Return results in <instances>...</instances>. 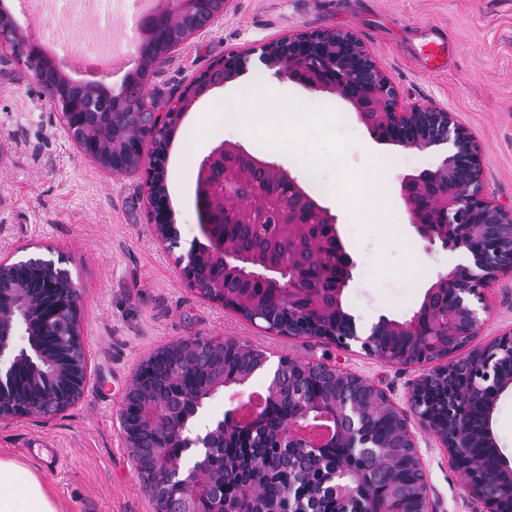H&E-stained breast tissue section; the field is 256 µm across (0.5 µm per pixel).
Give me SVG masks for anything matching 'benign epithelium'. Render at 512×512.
Wrapping results in <instances>:
<instances>
[{
    "label": "benign epithelium",
    "mask_w": 512,
    "mask_h": 512,
    "mask_svg": "<svg viewBox=\"0 0 512 512\" xmlns=\"http://www.w3.org/2000/svg\"><path fill=\"white\" fill-rule=\"evenodd\" d=\"M165 6L142 17L144 37L138 52L144 56L149 47L161 45L163 55L157 64L166 62L189 39L204 33L216 19L208 8L213 0H163ZM0 47L24 64H33L41 80L65 78L63 63L45 55L40 42L27 34L0 32ZM251 51L231 53L199 74L178 98L172 112H151L142 98L131 100L127 92L111 94L105 89L97 93L82 89L83 83L70 80L69 93L54 98L60 112L64 137L84 156L100 168L113 174H139L143 177L156 236L163 242H173L175 227L168 218L167 194L158 188L166 176V156L169 135L178 127L192 101L233 80L244 68ZM260 60L275 70V76L287 79L311 92L331 93L346 101L354 110L371 138L380 144H392L406 150H424L448 145V156L434 169L415 170L402 176L399 197L409 224L423 240H440L451 250L465 248L473 265L457 264L447 274L439 276L427 290L423 302L426 320L432 336H448L463 350L482 334L485 320L480 313H489V294L503 274H512V205L506 206L484 192V167L481 148L472 134L460 125L453 113L435 106L407 105L399 89L368 53L364 43L352 31L319 29L299 31L272 40L261 48ZM251 201L244 209L241 202ZM194 206L204 241L193 245L187 261L181 267L185 280L194 288L200 281L195 276L199 264H215L206 280V297L227 303L224 298V278L241 282H258L273 291L274 296L288 303V332L294 339H320L340 348L358 344L370 354L393 365L428 364L430 368L411 382L407 391V407L394 405L386 392L361 378V390H346L336 396L326 409L320 399L306 400L289 387L288 396L296 403V412L289 415L288 429L283 439L292 448L312 452L327 448L334 434L314 441L299 433L296 427L316 414L336 421V431L346 437L348 447L365 459L378 457V444L366 433L367 417L379 414L392 418L396 428L394 448L417 451L418 436L412 428L417 424L431 433L442 448L448 462L464 476V491L472 512H512V493L494 492L499 480L489 475L480 460L470 452L468 429L450 430L458 420L460 397L452 388L437 402L432 388L448 382L454 365L449 360L453 352L432 343L428 355L413 359L408 354L382 352L374 348V338L380 328L419 335L421 314L403 322L381 318L370 333H357L354 320L344 311L342 296L353 279L356 262L347 251L337 228V217L289 171L273 159L256 154L239 143L219 141L213 145L198 165L194 190ZM275 207L280 223L288 225V240L292 247L288 257L270 263L255 247L240 245L228 249L224 244V225L251 224L261 227L264 214ZM329 225L331 240L311 236L309 225ZM315 244L331 250L338 258V274L334 288L324 296L313 288L322 276L303 264V255ZM40 273L41 303L34 306L30 294L17 288L12 272L19 265L12 254H0V420H13L32 415L30 407L16 402L13 384L17 377L14 355L15 338L27 340L38 350L37 337L64 334L68 340L64 349L83 350L80 309L77 289L69 273L51 259H35ZM452 291L451 304L435 302L439 289ZM334 312L345 318L346 329L340 334L324 323V312ZM178 353L174 342L147 357L150 361L172 360ZM470 369V385L486 397V420L481 428L483 444L497 447L492 421L498 397L512 390V376L503 368L512 364V330L471 349L466 355ZM74 371L62 370L55 381L59 412L75 405L84 395L88 382L86 355L74 360ZM249 377L224 380L219 375L206 389L188 395L176 388L153 405L127 413L131 397L124 391L121 397L119 423L124 447H139L142 434L153 436V448L145 457L133 458L134 467L142 478L153 476L147 491L160 505L167 507L170 487L178 482L183 498L179 512H193L201 500L212 503L211 512H224V496L212 483L201 481L203 464L198 462L183 470L179 466L182 453L170 454L169 425L179 420L182 428L196 417L204 400L224 391L235 389L233 398L246 396ZM183 448H212L224 443V420L216 421L204 434L191 438L180 436ZM370 480V471L360 470L349 475L336 471V495L346 504L359 506V512H398L396 496L369 495L363 485ZM418 512H439L438 501L421 474L418 490Z\"/></svg>",
    "instance_id": "obj_1"
}]
</instances>
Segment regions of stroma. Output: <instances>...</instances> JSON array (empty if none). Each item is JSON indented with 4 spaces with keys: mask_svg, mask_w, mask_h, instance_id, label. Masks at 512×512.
Instances as JSON below:
<instances>
[{
    "mask_svg": "<svg viewBox=\"0 0 512 512\" xmlns=\"http://www.w3.org/2000/svg\"><path fill=\"white\" fill-rule=\"evenodd\" d=\"M0 12L43 47L52 46L58 0H42L36 11L30 0H0ZM124 12L114 0H101L98 13L69 21L72 43L127 41ZM324 28L355 32L407 102L453 112L483 149L485 192L512 202V0H227L209 31L188 41L141 93L150 105L177 98L228 53ZM439 35L448 53L439 60L440 71L430 73L420 52ZM127 43L136 49V42ZM245 81L271 85L284 102L304 96L317 112L293 128L272 126L251 136L214 121V112L234 101ZM325 112H342L346 119L331 127L321 118ZM221 140L273 157L302 181L304 161L319 159L326 180L347 184V192L324 201L357 263L343 302L358 334H368L383 316L410 318L440 275L472 261L466 250L421 240L398 194L402 175L435 168L447 146L405 151L376 143L346 102L275 78L255 56L238 79L192 103L172 134L168 205L178 244L168 247L152 231L141 176L110 174L84 158L64 138L54 103L32 71L0 49V253L58 259L69 270L80 292L90 372L87 392L67 412L0 421V457L47 485L63 512H155L122 445L118 417L138 364L170 343L221 336L264 350L267 367L253 376L254 390L267 387L271 369L286 356L358 375L399 406L424 371L388 364L356 345L344 350L266 332L189 286L178 259L201 239L193 205L198 165ZM373 186L387 223H354V209ZM492 305L482 332L486 341L512 330V275L501 277ZM418 453L441 512H470L463 479L432 434L419 433Z\"/></svg>",
    "mask_w": 512,
    "mask_h": 512,
    "instance_id": "1",
    "label": "stroma"
}]
</instances>
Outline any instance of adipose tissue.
Instances as JSON below:
<instances>
[{
    "instance_id": "ef3b65f1",
    "label": "adipose tissue",
    "mask_w": 512,
    "mask_h": 512,
    "mask_svg": "<svg viewBox=\"0 0 512 512\" xmlns=\"http://www.w3.org/2000/svg\"><path fill=\"white\" fill-rule=\"evenodd\" d=\"M238 99L240 105L229 122L248 133L271 117L284 126L304 118L300 101L281 104L267 86H243ZM0 512H59V509L50 489L34 474L15 461L0 458Z\"/></svg>"
}]
</instances>
